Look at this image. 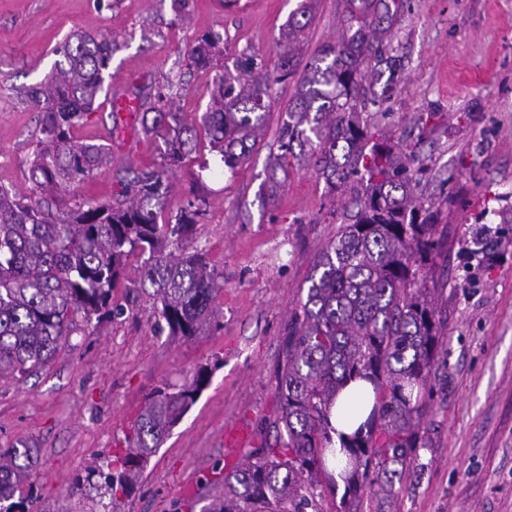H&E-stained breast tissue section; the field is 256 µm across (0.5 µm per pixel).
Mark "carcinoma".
Wrapping results in <instances>:
<instances>
[{
  "mask_svg": "<svg viewBox=\"0 0 512 512\" xmlns=\"http://www.w3.org/2000/svg\"><path fill=\"white\" fill-rule=\"evenodd\" d=\"M355 1L348 34L302 66L294 47L307 26L301 19H310L313 7L302 0L279 32V69L245 57L238 77L216 75L199 117L211 148L232 171L264 130V96L300 67L299 99L287 110L270 169L288 175L294 147L307 145L312 168L333 188L365 184L355 222L340 225L315 258L306 299L293 312L275 444L245 453L225 471L224 498L206 512H304L319 487L335 489L325 466L333 447L330 414L340 391L356 379L374 385L375 404L367 422L342 441V512H360L368 487L391 494L389 476L405 475L419 443L426 404L413 390H423L445 364L440 320L420 278L441 238L414 194V175L401 161L406 152L385 139L371 141L361 124L352 90L364 77L375 29L360 16L371 14L375 0ZM222 44L218 35L201 36L188 51L191 65L213 68ZM113 50L114 40L75 31L57 48L65 64L23 91V103L41 114L42 137L30 161L31 186L0 182V376L46 363L71 335L77 315L89 321L114 312L112 291L134 254L147 258L132 287L153 288L158 319L170 334L199 336L217 313L221 276L192 244L205 199L196 196L162 219L171 165L192 153L186 134L195 130L168 97L142 112L145 133L164 145L160 162L129 170L114 205L67 197L70 184L107 165L105 149L76 141L72 128L95 111ZM205 383L198 373L176 391L158 388L149 396L126 436L131 453L122 471L108 477L112 495L128 490ZM30 460L28 448L0 450V512H18L14 496Z\"/></svg>",
  "mask_w": 512,
  "mask_h": 512,
  "instance_id": "carcinoma-1",
  "label": "carcinoma"
}]
</instances>
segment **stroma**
<instances>
[{
  "label": "stroma",
  "mask_w": 512,
  "mask_h": 512,
  "mask_svg": "<svg viewBox=\"0 0 512 512\" xmlns=\"http://www.w3.org/2000/svg\"><path fill=\"white\" fill-rule=\"evenodd\" d=\"M300 0H0V182L29 185L38 113L19 100L42 81L73 31L112 37L109 92L153 104L171 85L187 119L205 112L216 75L246 55L274 67L278 34ZM346 0H315L300 45L310 58L340 39ZM381 28L357 89L371 132L407 144L416 193L446 233L427 264L426 285L442 323L445 367L421 418L424 445L393 501L366 492L361 512H512V0H379ZM220 33L215 68L190 67L187 52ZM397 57L390 82L385 64ZM296 79L272 85L261 141L227 170L198 131L196 151L174 169L167 211L202 197L194 238L223 277L217 315L203 335L159 329V302L127 292L118 312L76 325L46 364L0 377V448L30 449L15 495L24 512H202L224 494V431L244 427L249 448L276 436L278 375L291 316L309 287L315 257L352 221V192L331 190L305 160L269 193L276 146ZM109 152L105 169L75 184L92 202L116 201L128 168L159 160L139 119L122 124L102 104L73 129ZM208 379L197 401L151 456L135 486L113 495L104 477L129 451L126 436L156 388Z\"/></svg>",
  "instance_id": "stroma-1"
}]
</instances>
